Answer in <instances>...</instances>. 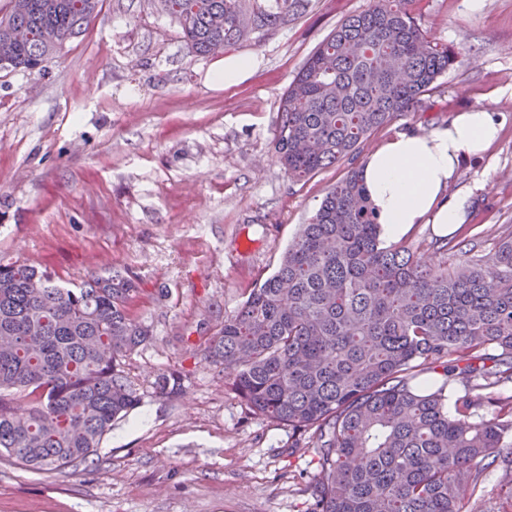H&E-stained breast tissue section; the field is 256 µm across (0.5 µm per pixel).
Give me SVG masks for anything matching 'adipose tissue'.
<instances>
[{
	"label": "adipose tissue",
	"instance_id": "adipose-tissue-1",
	"mask_svg": "<svg viewBox=\"0 0 512 512\" xmlns=\"http://www.w3.org/2000/svg\"><path fill=\"white\" fill-rule=\"evenodd\" d=\"M501 129L499 114L486 103L426 132L397 133L370 151L360 175L381 239H402L417 224L463 223L466 200L449 196L448 187L462 164L483 155Z\"/></svg>",
	"mask_w": 512,
	"mask_h": 512
}]
</instances>
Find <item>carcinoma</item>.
Returning <instances> with one entry per match:
<instances>
[{
	"label": "carcinoma",
	"mask_w": 512,
	"mask_h": 512,
	"mask_svg": "<svg viewBox=\"0 0 512 512\" xmlns=\"http://www.w3.org/2000/svg\"><path fill=\"white\" fill-rule=\"evenodd\" d=\"M100 0H10L0 61L32 71L82 33ZM416 0H373L313 51L283 94L276 150L303 179L359 152L380 126L411 111L453 68L430 42ZM199 56L284 27L305 0H168ZM133 282L91 275L74 288L18 261L0 262V456L30 471L94 454L139 403L120 360L151 336L128 309ZM208 357L251 411L311 431L315 512H464L496 462L512 470V238L494 266L471 256L435 269L410 247L383 244L360 171L327 192L277 270L210 337ZM441 369L432 388L412 381ZM465 381L448 410L446 390ZM157 387L174 396L181 377ZM497 409L486 414L490 405Z\"/></svg>",
	"instance_id": "1"
}]
</instances>
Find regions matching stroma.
Listing matches in <instances>:
<instances>
[{"label": "stroma", "instance_id": "stroma-1", "mask_svg": "<svg viewBox=\"0 0 512 512\" xmlns=\"http://www.w3.org/2000/svg\"><path fill=\"white\" fill-rule=\"evenodd\" d=\"M371 0H307L288 27L213 56L189 52L157 0H102L42 71L0 68V260L67 288L128 273L153 338L121 360L139 397L86 463L32 472L0 459V512H312L310 432L254 414L206 346L278 267L330 187L365 153L494 98L498 142L449 191L463 238L491 259L512 237V0H417L454 67L357 155L305 180L275 149L279 100L316 47ZM242 58L251 70L225 81ZM179 374L181 394L156 380Z\"/></svg>", "mask_w": 512, "mask_h": 512}]
</instances>
